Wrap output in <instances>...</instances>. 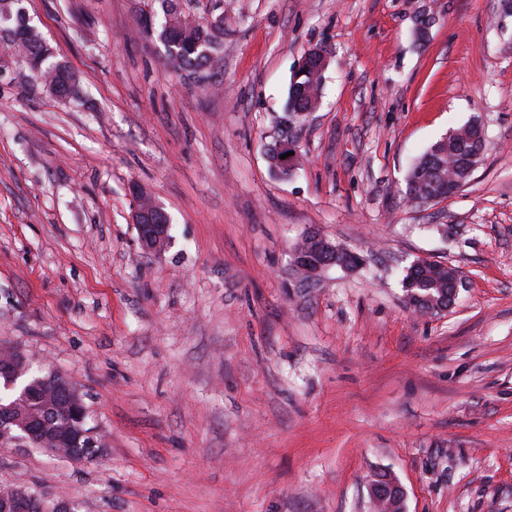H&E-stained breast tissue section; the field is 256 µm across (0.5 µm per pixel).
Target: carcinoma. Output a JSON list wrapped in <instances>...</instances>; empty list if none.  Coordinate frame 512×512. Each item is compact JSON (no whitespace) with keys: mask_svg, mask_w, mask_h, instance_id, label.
I'll return each mask as SVG.
<instances>
[{"mask_svg":"<svg viewBox=\"0 0 512 512\" xmlns=\"http://www.w3.org/2000/svg\"><path fill=\"white\" fill-rule=\"evenodd\" d=\"M25 0H0V45L13 63L35 68L43 84L55 95L71 101L80 99L79 82L62 63L54 60L48 44L39 36L36 26L24 6ZM163 21L152 26V35L164 48L168 64L173 69L195 72L209 63V54L218 50L223 29L207 20L189 18L181 9L180 0H159ZM304 87L288 93V104L283 119L299 121L300 113L312 108L321 91V75L310 72L301 79ZM456 138L434 143L409 169L406 194L419 196L426 204L432 197L448 196L461 177L462 158L484 148L483 138L465 127L458 128ZM296 249L311 255L325 266L338 265L347 249L336 247V255H319L313 244L303 238ZM448 267L427 261L412 263L402 279L405 295L430 296L435 302L448 306ZM18 377L0 374V424L12 436L24 434L30 426L45 425L41 436L49 438L68 425L60 412L63 398L46 385L45 370L28 361L20 366Z\"/></svg>","mask_w":512,"mask_h":512,"instance_id":"1","label":"carcinoma"}]
</instances>
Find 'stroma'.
<instances>
[{
	"instance_id": "1",
	"label": "stroma",
	"mask_w": 512,
	"mask_h": 512,
	"mask_svg": "<svg viewBox=\"0 0 512 512\" xmlns=\"http://www.w3.org/2000/svg\"><path fill=\"white\" fill-rule=\"evenodd\" d=\"M81 82L68 103L0 78V341L82 392L104 450L0 449V489L77 512H512V26L499 0H181L222 21L210 67L169 72L141 18L155 0H27ZM433 16L427 39L416 20ZM330 63L264 149L309 49ZM472 121L470 181L406 198L410 162ZM169 217L141 250L136 191ZM362 255L307 278L308 232ZM462 276L455 304L409 309L404 270Z\"/></svg>"
}]
</instances>
